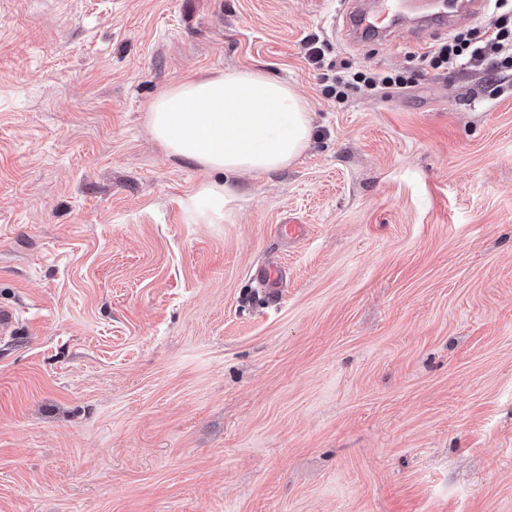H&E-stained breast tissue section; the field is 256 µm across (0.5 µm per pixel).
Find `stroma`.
I'll return each instance as SVG.
<instances>
[{"mask_svg":"<svg viewBox=\"0 0 512 512\" xmlns=\"http://www.w3.org/2000/svg\"><path fill=\"white\" fill-rule=\"evenodd\" d=\"M340 9L0 0V512H512V75L424 66L442 29L348 44ZM241 68L314 138L203 224L212 174L146 108ZM370 70L417 84L329 92Z\"/></svg>","mask_w":512,"mask_h":512,"instance_id":"stroma-1","label":"stroma"}]
</instances>
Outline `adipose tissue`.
Listing matches in <instances>:
<instances>
[{
    "instance_id": "ef3b65f1",
    "label": "adipose tissue",
    "mask_w": 512,
    "mask_h": 512,
    "mask_svg": "<svg viewBox=\"0 0 512 512\" xmlns=\"http://www.w3.org/2000/svg\"><path fill=\"white\" fill-rule=\"evenodd\" d=\"M150 133L169 155L193 162L218 181L185 202L208 224L224 219L231 176L269 174L296 162L313 135L308 101L290 84L253 68L215 72L169 86L148 105Z\"/></svg>"
}]
</instances>
